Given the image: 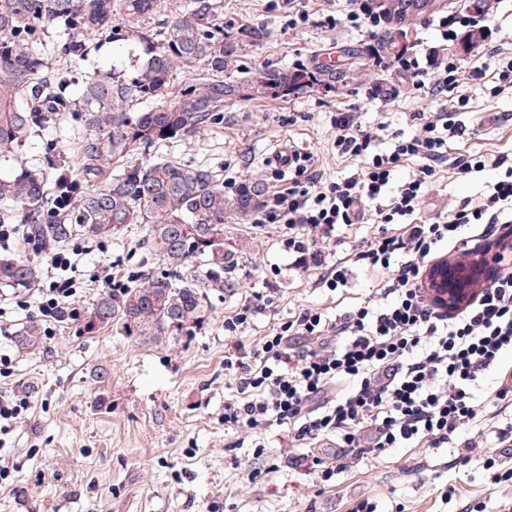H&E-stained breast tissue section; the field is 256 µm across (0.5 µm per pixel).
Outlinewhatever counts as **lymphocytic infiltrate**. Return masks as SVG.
I'll list each match as a JSON object with an SVG mask.
<instances>
[{"label": "lymphocytic infiltrate", "instance_id": "obj_1", "mask_svg": "<svg viewBox=\"0 0 512 512\" xmlns=\"http://www.w3.org/2000/svg\"><path fill=\"white\" fill-rule=\"evenodd\" d=\"M488 20V14L465 9L433 17L427 25L440 34L438 49L416 48L390 62L375 58L374 64L391 66L424 96L456 95L462 107L469 103L459 92L462 84L483 78L489 68L497 70L498 90L512 89V57H504L499 44L489 43L480 53L481 65L468 73L447 52L459 32L484 29ZM410 120L413 133L393 132L384 150L379 128L362 125L352 109H337L330 115V149L355 161V169L332 181L318 155L296 154L288 174L273 172L283 186L266 197L254 218L279 227L291 268H323L320 287H347L359 266L377 271L372 297L332 321L303 309L245 346L238 335L271 307L278 291L270 281L224 321L225 332L236 340L224 355V370L239 393L224 403L225 427L283 428L294 447L303 449L330 442L334 465L316 456L297 460L311 465L323 485L354 461L409 445L445 448L477 426L495 439L484 452L490 484L512 479L505 462L512 453V394L502 388L489 392L493 410L487 414L475 402L484 376L512 349V267L459 308L437 305L424 289V274L443 250L487 241L494 225L512 223V156L498 158L505 172L478 202L423 218L424 198L448 162V143L467 128L444 107L411 113ZM409 160L417 161V170L396 180ZM365 223L377 225L374 236L327 263L325 246L336 241L338 231ZM76 269L72 253L49 252L47 285L37 301L43 318L62 321L77 293Z\"/></svg>", "mask_w": 512, "mask_h": 512}]
</instances>
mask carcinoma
Listing matches in <instances>:
<instances>
[{
  "label": "carcinoma",
  "instance_id": "cac0c4a2",
  "mask_svg": "<svg viewBox=\"0 0 512 512\" xmlns=\"http://www.w3.org/2000/svg\"><path fill=\"white\" fill-rule=\"evenodd\" d=\"M386 20L376 53H400L397 37L414 17L427 11L394 0H371ZM164 0H0V157L14 151L36 128L62 112H78L85 130L76 143L79 175L64 165H24L0 175V224H23L28 237L63 245L75 236L114 237L127 224L150 226L149 246L171 267L194 262L204 268L208 284L224 287V267L235 251L209 239L210 227L224 224L232 209L246 217L258 210L266 194L253 178L237 195L224 193V180L207 164L182 165L158 160L112 170L114 161L148 151L179 135L208 128L216 113L239 100H278L311 81L328 88L344 77L327 72L312 79L304 69H263L253 77L234 76L248 50L268 37L266 28L240 24L231 30L219 22L216 0H189L170 21L153 27L147 19L163 10ZM57 28L64 39L48 45ZM107 40L143 47L145 60L131 74L98 69L85 76L77 96L69 83L47 79L48 56L59 64ZM206 65L212 77L170 92L177 71ZM70 205L52 218L56 196ZM39 267L21 257L0 255V284L30 288ZM206 320V299L199 285L181 276H146L118 294L105 293L84 315V330L95 332L116 322L155 344L194 336ZM16 343L35 351L42 329L22 327Z\"/></svg>",
  "mask_w": 512,
  "mask_h": 512
}]
</instances>
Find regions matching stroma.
I'll use <instances>...</instances> for the list:
<instances>
[{
	"mask_svg": "<svg viewBox=\"0 0 512 512\" xmlns=\"http://www.w3.org/2000/svg\"><path fill=\"white\" fill-rule=\"evenodd\" d=\"M225 27L243 23L268 29L266 41L245 55L237 75L251 77L266 68H292L302 61L319 72L318 59L336 53V66L346 81L332 89L314 87L288 98L239 101L225 106L210 129L180 136L166 146L128 156V164L166 157L184 165L206 163L221 175L245 180L270 179L268 156L275 146L292 143L319 155L328 178L344 177L354 166L328 153L332 130L329 114L354 106L363 125L386 123L389 130L411 131L409 116L437 103L411 90L393 70L371 65L372 45L340 19L346 0H220ZM309 15L306 24L289 27V7ZM140 47L121 42L102 44L67 65L70 83L100 68H128L141 56ZM493 73L464 84L469 97L459 119L468 132L448 144L450 157L483 156L482 172L465 175L444 168L425 197L423 213L446 212L467 200H478L500 174L498 155H512V92L492 95ZM499 121H491V114ZM84 128L75 113H66L32 133L12 154L0 159V172L23 164L52 166L73 158ZM224 232L238 255L235 288L206 289L208 319L196 336L155 344L110 325L87 334L75 321L55 322L43 345L31 353L18 348L14 334L38 321L37 291L20 290L27 309L8 305L0 315V351L12 359V373L0 377V391L28 396L30 407L6 435L0 451L11 469L0 486V512H353L368 500L372 512H460L462 505L512 498V482L489 485L478 456L492 447L489 438L471 449L472 460L454 465L455 448H393L360 461L337 475L329 486L317 483L294 464L299 451L279 428L257 431L271 472L249 478L252 449L243 433L224 426V402L237 387L224 373V353L231 340L224 320L277 278L280 292L272 307L243 332L254 345L288 317L312 308L336 317L363 303L379 276L355 271L349 287L329 291L318 285L321 269H289V258L274 225L255 224L226 211ZM148 228L127 225L118 235L98 241L79 255L76 277L82 292L76 306L86 311L101 295L97 279L111 266L124 285L144 275L167 273V265L148 247ZM453 490L451 499L440 495Z\"/></svg>",
	"mask_w": 512,
	"mask_h": 512,
	"instance_id": "1",
	"label": "stroma"
}]
</instances>
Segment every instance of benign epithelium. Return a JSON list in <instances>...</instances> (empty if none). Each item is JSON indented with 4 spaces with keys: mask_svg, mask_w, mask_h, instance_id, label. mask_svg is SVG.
<instances>
[{
    "mask_svg": "<svg viewBox=\"0 0 512 512\" xmlns=\"http://www.w3.org/2000/svg\"><path fill=\"white\" fill-rule=\"evenodd\" d=\"M512 250V227L505 228L493 245L475 244L467 248L471 260L456 265L436 264L430 268L428 279L434 286L433 300L441 306L456 308L467 296L472 284L482 279L491 281L495 266L502 254Z\"/></svg>",
    "mask_w": 512,
    "mask_h": 512,
    "instance_id": "benign-epithelium-1",
    "label": "benign epithelium"
}]
</instances>
